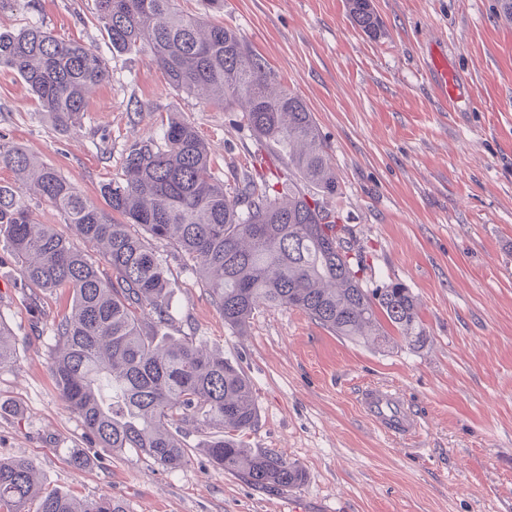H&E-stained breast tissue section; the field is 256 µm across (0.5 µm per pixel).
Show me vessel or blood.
Wrapping results in <instances>:
<instances>
[{
    "label": "vessel or blood",
    "mask_w": 512,
    "mask_h": 512,
    "mask_svg": "<svg viewBox=\"0 0 512 512\" xmlns=\"http://www.w3.org/2000/svg\"><path fill=\"white\" fill-rule=\"evenodd\" d=\"M358 403L375 427L387 436L411 438L423 430L421 417L396 390L372 384L364 386Z\"/></svg>",
    "instance_id": "b4317fda"
}]
</instances>
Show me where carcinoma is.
Wrapping results in <instances>:
<instances>
[{
	"instance_id": "1",
	"label": "carcinoma",
	"mask_w": 512,
	"mask_h": 512,
	"mask_svg": "<svg viewBox=\"0 0 512 512\" xmlns=\"http://www.w3.org/2000/svg\"><path fill=\"white\" fill-rule=\"evenodd\" d=\"M347 7L364 33L378 34L370 0H347ZM96 19L113 51L145 52L173 88L202 93L222 108L239 105L252 133L283 153L288 170L324 195L336 194L330 148L311 110L235 30L183 12L178 0H96ZM0 67L21 77L62 132L79 126L89 94L109 78L96 49L60 41L38 24L0 34ZM0 162L16 176V183L0 184V237L30 285L72 294L71 313L55 330L52 374L67 409L101 448L132 449L178 469L189 458L181 433L215 429L206 454L246 484L281 493L306 480L284 454L240 439L258 412L239 367L188 342L158 339L169 323L170 282L153 241L177 246L232 329L244 328L261 308H288L338 336L384 341L385 321L409 345L427 341L410 289L399 282L363 287L362 258L348 229L319 199L291 185L279 192L253 166L224 183L209 146L184 119L167 123L163 142L133 145L121 177L100 186L106 210L2 139ZM29 194L101 247L112 277L39 223ZM10 336L0 321V367L13 363ZM34 473L30 459L0 460V512H28L33 501L37 512H124L107 495L80 502L42 489Z\"/></svg>"
}]
</instances>
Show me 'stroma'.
Instances as JSON below:
<instances>
[{"instance_id":"1","label":"stroma","mask_w":512,"mask_h":512,"mask_svg":"<svg viewBox=\"0 0 512 512\" xmlns=\"http://www.w3.org/2000/svg\"><path fill=\"white\" fill-rule=\"evenodd\" d=\"M179 5L236 29L307 103L339 182L326 203L362 250L365 287L410 288L427 341L413 349L338 336L288 308L259 310L233 330L176 248L158 246L171 282L167 333L244 371L259 410L246 445L276 449L307 474L299 488L272 494L212 463L207 430L186 436L190 460L174 470L91 442L51 372L53 332L71 295L29 285L0 244V320L16 350L0 368V458H29L42 488L81 500L108 494L125 512H512V23L497 0H372L376 38L354 25L346 0ZM34 23L97 49L110 77L80 129L64 133L0 68V138L97 207L132 145L160 139L174 117L208 142L221 177L253 164L287 189L278 151L240 112L172 88L147 54L113 52L95 0L0 11V33ZM430 49L459 79L455 108L429 82ZM370 383L410 398L424 420L419 441L366 420L357 393ZM76 448L91 467H72Z\"/></svg>"}]
</instances>
